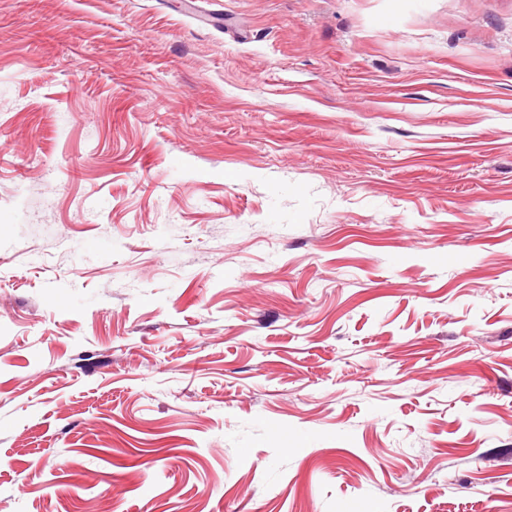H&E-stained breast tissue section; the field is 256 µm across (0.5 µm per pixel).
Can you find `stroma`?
Here are the masks:
<instances>
[{"label":"stroma","instance_id":"1","mask_svg":"<svg viewBox=\"0 0 512 512\" xmlns=\"http://www.w3.org/2000/svg\"><path fill=\"white\" fill-rule=\"evenodd\" d=\"M0 512H512V0H0Z\"/></svg>","mask_w":512,"mask_h":512}]
</instances>
